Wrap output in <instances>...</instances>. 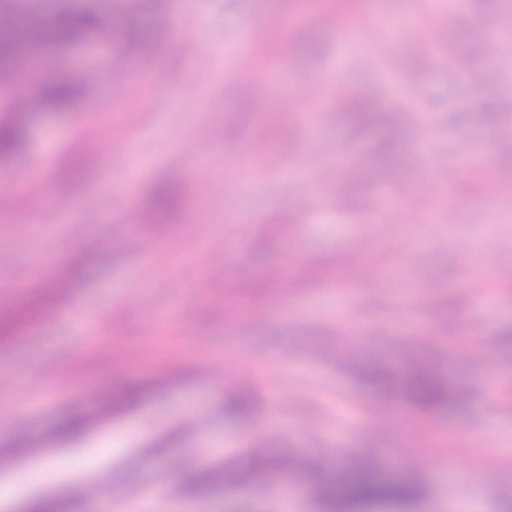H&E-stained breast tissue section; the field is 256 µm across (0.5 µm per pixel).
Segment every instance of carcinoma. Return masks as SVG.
Listing matches in <instances>:
<instances>
[{
	"label": "carcinoma",
	"mask_w": 512,
	"mask_h": 512,
	"mask_svg": "<svg viewBox=\"0 0 512 512\" xmlns=\"http://www.w3.org/2000/svg\"><path fill=\"white\" fill-rule=\"evenodd\" d=\"M162 2L164 0H112L113 17L120 31L118 50L135 51L143 61L150 58L155 32L139 20V13L157 12ZM110 33L93 0H55L50 13L44 8V0H0V85H11L18 75L29 85V91L24 94L0 98V160L8 161L28 149L32 121L38 114L73 112L89 100V86L74 73L64 69L38 71L32 65L48 53H61ZM349 110L358 123L380 124L385 134L371 166L350 169L343 175L340 190L354 197L375 172L397 170L399 143L385 109L375 97L358 94L350 101ZM180 208L178 188L164 183L155 188L142 215L146 223L157 224L174 216ZM67 288L69 271L64 270L57 274L46 293L31 295L16 309L1 312L0 339L14 335L26 319L49 308ZM356 370L362 383L380 399H389L398 393L424 411L452 408L465 401L466 389L461 384L415 362L401 377L392 369L376 364H361ZM148 390L149 386L143 383L129 385L123 401L113 404L112 410L137 405ZM223 409L229 417L250 416L254 409L251 390L239 387L224 392ZM86 425L85 415L78 411L57 427L55 437L64 441L77 439ZM295 468L305 474L322 512H374L380 505L408 508L422 497V489L414 477L384 474L368 458L335 471L305 462L296 463ZM278 470L276 461L255 449L243 459L190 465L184 473L181 491L205 497L218 482H247L259 475H273Z\"/></svg>",
	"instance_id": "cac0c4a2"
}]
</instances>
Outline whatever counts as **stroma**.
Returning a JSON list of instances; mask_svg holds the SVG:
<instances>
[{
	"mask_svg": "<svg viewBox=\"0 0 512 512\" xmlns=\"http://www.w3.org/2000/svg\"><path fill=\"white\" fill-rule=\"evenodd\" d=\"M316 0H194L155 21L157 49L146 69L119 73L111 45L85 44L48 57V68L92 77V101L69 114L33 121L26 155L0 162V185L39 169L28 196L0 207V310L16 303L12 283L34 289L72 260L80 266L68 294L12 339L0 343V484L13 483L24 458L15 444L41 440L54 460L30 475L0 512H26L34 498L65 501L66 512H96L92 492L108 481L112 512H319L295 472L209 496L179 495L182 464L207 452L232 459L245 446L281 464L318 459L344 466L372 457L406 472L425 495L413 512H512V353L497 338L512 329V287L495 277V256H512V144L505 125L484 111L512 110V58L476 60L478 108L462 105L448 48L467 54L491 31L512 32V11L486 0H364L355 22L320 24ZM413 12L429 48L406 71L394 60L409 43H386L371 19ZM271 42L273 56L244 55L245 25ZM400 113V165L418 176L410 204L415 223H368L388 177L336 202L315 184L336 177V161L371 163L379 132L319 100L314 120L282 112L278 98L303 82L336 95L362 85ZM164 84L145 83V71ZM418 98L433 123L418 138ZM268 142L279 165L265 170L244 152ZM469 152L494 162L502 192L486 198L483 168H460ZM145 167L127 180L135 161ZM304 167L312 182L289 180ZM162 180L178 183L176 222L137 227L138 250L124 242L126 215L111 205L128 195L140 206ZM157 252L158 262L144 253ZM375 258L388 286L357 279ZM437 282L428 303L413 289ZM482 349L464 358L472 340ZM445 370L472 389L464 407L423 411L398 401L390 427L373 436L374 395L357 363L402 369L407 359ZM247 382L257 409L248 421L225 420L222 384ZM150 384L141 403L92 418L75 441L55 440L56 424L78 402L112 404L132 383ZM173 438V447L149 452ZM438 456L440 468L423 465Z\"/></svg>",
	"mask_w": 512,
	"mask_h": 512,
	"instance_id": "stroma-1",
	"label": "stroma"
}]
</instances>
